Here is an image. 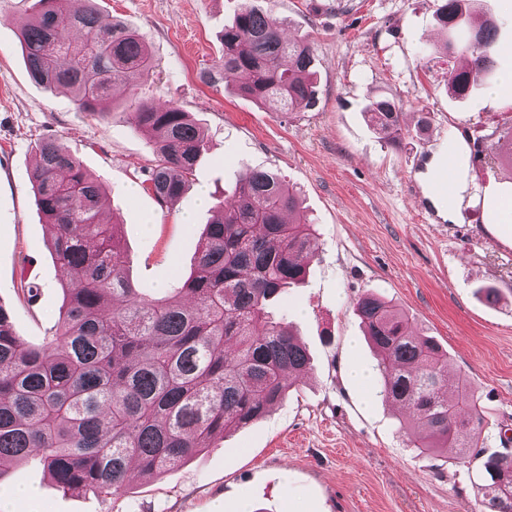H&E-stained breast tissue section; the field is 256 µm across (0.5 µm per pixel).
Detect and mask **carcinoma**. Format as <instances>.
Returning a JSON list of instances; mask_svg holds the SVG:
<instances>
[{
    "label": "carcinoma",
    "instance_id": "1",
    "mask_svg": "<svg viewBox=\"0 0 512 512\" xmlns=\"http://www.w3.org/2000/svg\"><path fill=\"white\" fill-rule=\"evenodd\" d=\"M471 0H442V29L465 36L444 50L468 64L448 73V93L468 96L490 74L498 27L477 21ZM19 25L24 64L44 87L69 89L80 107L105 118L112 88L149 77L154 62L140 33L100 21L95 0H34ZM222 54L207 80H244L237 94L283 112L317 103L314 47L291 40L284 20L247 0L220 35ZM403 104L369 96L373 129L397 146ZM127 122L149 132L157 164L149 181L162 202L179 199L204 150V135L176 104L138 98ZM512 167V134L490 144ZM35 205L66 275V302L51 341L28 343L0 307V480L37 448L44 470L63 491L114 496L133 474L159 475L207 448L218 435L261 418L286 395L287 379L309 357L294 333L267 311L302 282L314 256V230L299 214L297 193L276 173L245 170L233 204L220 201L206 225L193 271L172 291L188 305L140 295L125 273L122 222L98 217L102 185L52 139L37 146L30 176ZM355 312L377 354L386 399L406 407L433 454L460 448L480 455L483 410L463 378L448 381V352L414 335L408 315L384 298L359 299ZM483 468V512H512V457L489 456Z\"/></svg>",
    "mask_w": 512,
    "mask_h": 512
}]
</instances>
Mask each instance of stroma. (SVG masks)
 I'll return each mask as SVG.
<instances>
[{
    "instance_id": "35a3bbf8",
    "label": "stroma",
    "mask_w": 512,
    "mask_h": 512,
    "mask_svg": "<svg viewBox=\"0 0 512 512\" xmlns=\"http://www.w3.org/2000/svg\"><path fill=\"white\" fill-rule=\"evenodd\" d=\"M256 2L286 20L291 37L312 42L314 109L255 105L237 95L236 75L204 82L244 0H96L103 23L138 30L154 70L135 88H114L111 116L92 117L69 90L30 79L18 26L32 0H0V307L19 335L48 341L64 306L65 275L29 181L41 140H56L102 183L107 212L124 222L129 276L145 296H165L189 274L211 204L231 202L245 169L283 175L316 232L304 283L269 307L310 355L308 373L279 405L162 475L133 476L112 497L61 491L28 459L0 482L6 512H481L480 460L454 448L421 454L399 430L408 410L386 403L377 381L351 382L353 364H375L354 312L371 292L409 314L412 331L447 350L450 375L470 382L484 408L485 455H512V244L493 233L481 203L512 187V168L482 150L512 130V96L488 95L512 70L502 51L512 14L502 0H481L499 28L495 75L457 101L447 91L452 59L426 52L443 38L440 0ZM372 92L403 103L399 147L369 125ZM134 96L175 103L204 131L205 150L176 202L150 189L153 139L120 112ZM443 136L465 149L478 198L448 220L421 215L419 198L421 162ZM203 193L209 206L199 203ZM185 213L192 223H182ZM25 282L40 289L34 303L22 296ZM481 284L499 289L498 303L478 297ZM17 487L36 494L13 496Z\"/></svg>"
}]
</instances>
